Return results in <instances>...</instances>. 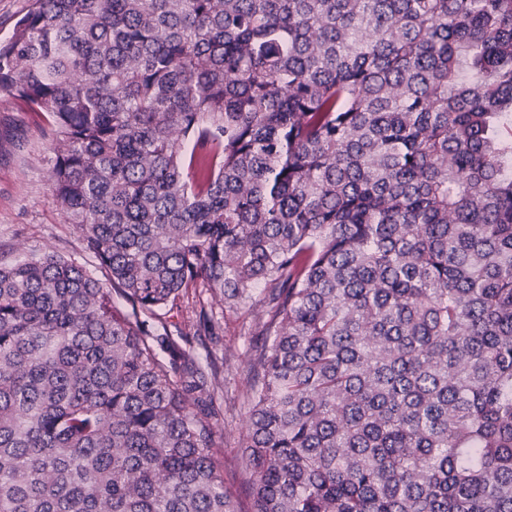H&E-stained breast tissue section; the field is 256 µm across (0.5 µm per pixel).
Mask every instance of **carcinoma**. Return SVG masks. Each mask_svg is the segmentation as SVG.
Here are the masks:
<instances>
[{"instance_id": "carcinoma-1", "label": "carcinoma", "mask_w": 512, "mask_h": 512, "mask_svg": "<svg viewBox=\"0 0 512 512\" xmlns=\"http://www.w3.org/2000/svg\"><path fill=\"white\" fill-rule=\"evenodd\" d=\"M0 93L112 283L0 263V512H239L140 316L260 286L250 512H512V0H31Z\"/></svg>"}]
</instances>
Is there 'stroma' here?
I'll list each match as a JSON object with an SVG mask.
<instances>
[{
  "mask_svg": "<svg viewBox=\"0 0 512 512\" xmlns=\"http://www.w3.org/2000/svg\"><path fill=\"white\" fill-rule=\"evenodd\" d=\"M51 121L48 113L0 94V260L14 262L50 249L101 279L104 270L50 198L49 172L55 150L45 132ZM255 296L256 309L228 310L222 300H205L192 291L160 316L173 335H184L187 351L212 355L215 361L217 377L210 394L219 412L217 430L222 443L215 461L224 471L226 487L244 508L249 505L247 475L241 468L246 363L263 339L266 319L263 289H256ZM204 305L220 318V328L211 331L200 324L198 312Z\"/></svg>",
  "mask_w": 512,
  "mask_h": 512,
  "instance_id": "1",
  "label": "stroma"
}]
</instances>
